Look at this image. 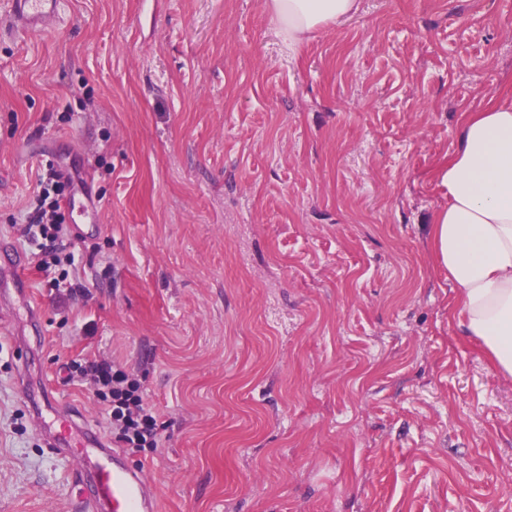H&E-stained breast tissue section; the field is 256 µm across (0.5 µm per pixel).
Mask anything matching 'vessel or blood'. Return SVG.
<instances>
[{
  "label": "vessel or blood",
  "instance_id": "b4317fda",
  "mask_svg": "<svg viewBox=\"0 0 512 512\" xmlns=\"http://www.w3.org/2000/svg\"><path fill=\"white\" fill-rule=\"evenodd\" d=\"M0 12L6 14L12 33L31 35L54 26L60 0H0ZM0 253L12 259L8 279L0 278V299L26 301L23 251L0 239ZM38 396L55 416L49 422L37 419L36 428L52 453L74 463L82 512H158L157 497L141 468L124 464L121 453L107 446L85 423L58 413V398L48 386H41Z\"/></svg>",
  "mask_w": 512,
  "mask_h": 512
}]
</instances>
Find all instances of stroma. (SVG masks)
I'll return each mask as SVG.
<instances>
[{"mask_svg":"<svg viewBox=\"0 0 512 512\" xmlns=\"http://www.w3.org/2000/svg\"><path fill=\"white\" fill-rule=\"evenodd\" d=\"M0 20V238L42 160L99 212L84 298L0 306V512H70L71 465L15 382L104 432L76 357L142 372L164 424L128 452L158 512H512V382L431 260L436 168L512 91V0H360L288 50L267 0H63ZM3 13L12 33L31 35L54 26L60 13V0H4L1 2Z\"/></svg>","mask_w":512,"mask_h":512,"instance_id":"1","label":"stroma"}]
</instances>
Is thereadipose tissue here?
Returning a JSON list of instances; mask_svg holds the SVG:
<instances>
[{"mask_svg":"<svg viewBox=\"0 0 512 512\" xmlns=\"http://www.w3.org/2000/svg\"><path fill=\"white\" fill-rule=\"evenodd\" d=\"M289 45L347 20L358 0H268ZM447 206L432 219L435 267L455 288L458 324L480 340L492 369L512 379V104L466 113L435 172Z\"/></svg>","mask_w":512,"mask_h":512,"instance_id":"obj_1","label":"adipose tissue"}]
</instances>
